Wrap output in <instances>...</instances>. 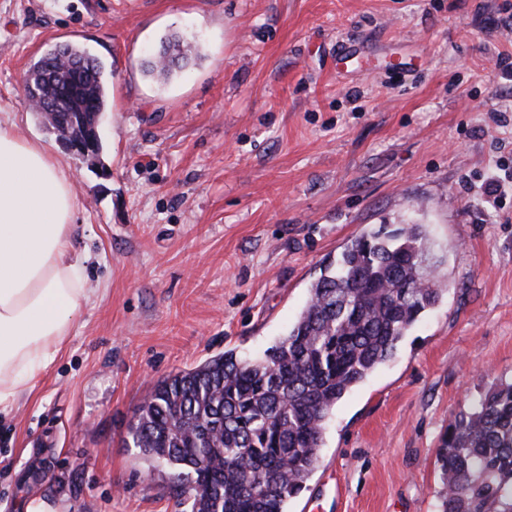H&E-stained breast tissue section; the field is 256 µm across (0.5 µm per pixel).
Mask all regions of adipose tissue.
Masks as SVG:
<instances>
[{
    "label": "adipose tissue",
    "instance_id": "ef3b65f1",
    "mask_svg": "<svg viewBox=\"0 0 512 512\" xmlns=\"http://www.w3.org/2000/svg\"><path fill=\"white\" fill-rule=\"evenodd\" d=\"M75 211L52 151L0 126V413L53 363L87 298Z\"/></svg>",
    "mask_w": 512,
    "mask_h": 512
}]
</instances>
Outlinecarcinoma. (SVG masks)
Segmentation results:
<instances>
[{"mask_svg":"<svg viewBox=\"0 0 512 512\" xmlns=\"http://www.w3.org/2000/svg\"><path fill=\"white\" fill-rule=\"evenodd\" d=\"M196 54L174 39L149 61L167 79ZM112 74L77 44L49 49L27 82L31 111L60 135L102 151L100 118ZM442 261L421 224L362 235L310 288L286 335L259 358L228 351L159 380L127 437L147 460L178 471L191 512H286L319 460L336 403L373 370L447 293ZM437 512H512V382L490 387L448 427L438 452Z\"/></svg>","mask_w":512,"mask_h":512,"instance_id":"obj_1","label":"carcinoma"}]
</instances>
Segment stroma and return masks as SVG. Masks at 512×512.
I'll return each instance as SVG.
<instances>
[{"label": "stroma", "instance_id": "stroma-1", "mask_svg": "<svg viewBox=\"0 0 512 512\" xmlns=\"http://www.w3.org/2000/svg\"><path fill=\"white\" fill-rule=\"evenodd\" d=\"M198 54L157 82L163 40ZM68 41L112 67L102 162L29 108ZM512 0H0V123L45 144L77 200L90 294L0 415V512H189L128 425L154 384L281 339L346 243L425 225L448 293L336 405L288 512H436L440 437L512 378ZM490 377L478 381L476 367Z\"/></svg>", "mask_w": 512, "mask_h": 512}]
</instances>
